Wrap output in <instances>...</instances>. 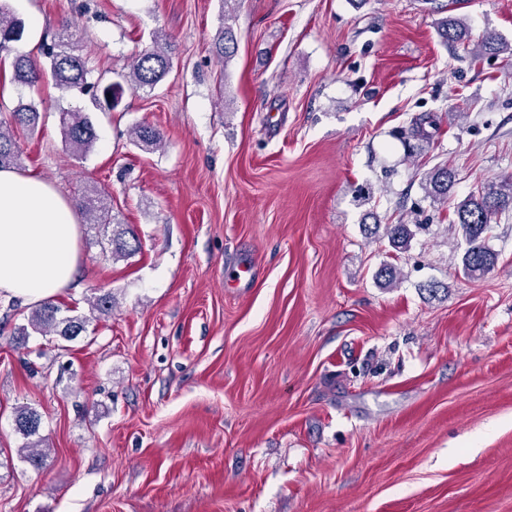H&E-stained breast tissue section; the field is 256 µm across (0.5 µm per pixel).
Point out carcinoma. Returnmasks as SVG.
Segmentation results:
<instances>
[{
  "instance_id": "carcinoma-1",
  "label": "carcinoma",
  "mask_w": 512,
  "mask_h": 512,
  "mask_svg": "<svg viewBox=\"0 0 512 512\" xmlns=\"http://www.w3.org/2000/svg\"><path fill=\"white\" fill-rule=\"evenodd\" d=\"M239 0H224V26L214 38V49L221 58L232 56L236 50V38L229 24L230 11ZM24 35V25L6 6L0 4V52L9 51L11 44ZM441 36L449 43L460 45L468 54L476 57H496L504 51L499 39L486 35L475 47H470L469 31L463 22L448 17L441 22ZM175 44L171 37L155 31L151 43L139 51L132 59L126 82L135 90L153 92L170 73ZM46 65L42 66L27 57H18L13 63V79L28 86H37L43 79L44 70H49L55 87L62 92L77 91L92 98L95 106L106 104L112 107L113 85L101 86L100 81L92 80V68L87 57L80 53L79 41L66 27L58 39L46 46L43 51ZM39 112L32 105H21L11 112L10 119L0 121V168L17 169L22 166L21 150L14 137V129L36 126ZM65 145L77 158L85 156L94 147L96 131L90 118L78 111H64L60 117ZM436 123L433 116L421 115L413 121L412 137L425 142L433 138ZM133 142L144 152L162 147L160 133L150 127L137 126L131 130ZM453 185V175L444 165L426 174L425 189L433 201L448 203V193ZM84 221L98 229L100 243L112 259L129 257L139 249L136 230L123 223L112 213L107 195L98 191L81 195L76 200ZM512 208V177L486 182L477 192L467 196L455 206L456 222L464 235L467 247L460 258L462 270L471 276L489 272L495 264L496 254L485 245V237L490 230L492 217ZM383 230V235L395 249L405 250L414 237L411 225L376 224L365 226V230ZM91 311L106 314L112 310V293L94 295L88 299ZM89 318L85 316H63L61 307L47 301L35 307L27 319V325L17 328L20 336L34 332L41 336H57L71 341L86 331ZM15 426L25 439L20 448L24 461L35 469L41 467L46 455V443L40 434L41 415L28 406H20L15 411Z\"/></svg>"
}]
</instances>
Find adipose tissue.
<instances>
[{
	"label": "adipose tissue",
	"instance_id": "1",
	"mask_svg": "<svg viewBox=\"0 0 512 512\" xmlns=\"http://www.w3.org/2000/svg\"><path fill=\"white\" fill-rule=\"evenodd\" d=\"M79 213L51 183L0 169V295L27 306L68 288L78 261Z\"/></svg>",
	"mask_w": 512,
	"mask_h": 512
}]
</instances>
